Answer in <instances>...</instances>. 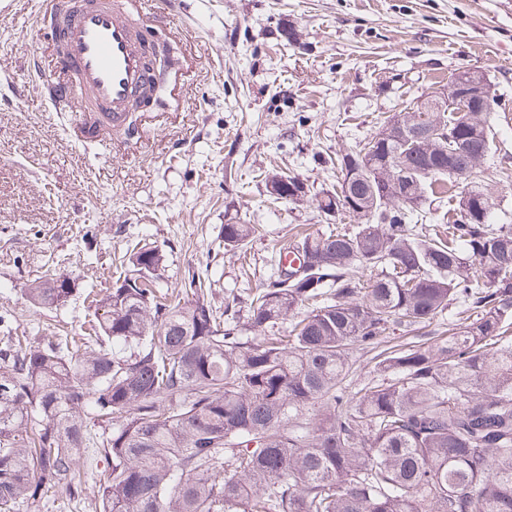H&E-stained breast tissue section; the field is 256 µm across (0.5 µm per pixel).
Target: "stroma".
Returning a JSON list of instances; mask_svg holds the SVG:
<instances>
[{"label": "stroma", "instance_id": "stroma-1", "mask_svg": "<svg viewBox=\"0 0 512 512\" xmlns=\"http://www.w3.org/2000/svg\"><path fill=\"white\" fill-rule=\"evenodd\" d=\"M35 3L0 0V337L80 331L87 294L111 287L139 242L164 255L161 288L205 264L212 305L247 301L296 231L327 226L312 203L269 204L267 172L335 185L338 156L468 67L501 99L481 185L493 222L512 225V0H162L155 39L177 84L94 143L83 113L41 104L54 49ZM230 219L262 232L222 248ZM49 273L76 291L39 312L22 290ZM78 465L89 495L57 493L40 512H99L108 462L85 448Z\"/></svg>", "mask_w": 512, "mask_h": 512}]
</instances>
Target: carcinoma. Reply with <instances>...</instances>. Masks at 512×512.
Wrapping results in <instances>:
<instances>
[{"instance_id": "1", "label": "carcinoma", "mask_w": 512, "mask_h": 512, "mask_svg": "<svg viewBox=\"0 0 512 512\" xmlns=\"http://www.w3.org/2000/svg\"><path fill=\"white\" fill-rule=\"evenodd\" d=\"M487 108L466 124L447 107H404L336 159L332 189L312 194L295 175L269 174L272 201L311 199L326 218L360 224L288 246L298 264H278L244 322L237 297L222 311L205 298L206 269L170 300L163 255L145 244L92 298L83 334L65 345L7 337L0 512L37 509L59 488L81 496L76 457L105 422L99 512H512V226L491 222L476 186L499 98ZM407 111L439 128L446 151L379 138ZM398 161L402 199L391 185ZM466 168L469 183L458 177ZM438 194L466 210L444 237L417 227ZM257 234L231 222L222 241L243 247ZM65 281L34 280L23 294L58 308L73 296ZM458 301L472 313L447 327L442 314ZM415 326L432 341L378 353L374 377L348 391L353 350ZM114 343L130 354L115 356Z\"/></svg>"}]
</instances>
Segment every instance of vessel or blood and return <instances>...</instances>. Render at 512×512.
Returning a JSON list of instances; mask_svg holds the SVG:
<instances>
[{
	"instance_id": "b4317fda",
	"label": "vessel or blood",
	"mask_w": 512,
	"mask_h": 512,
	"mask_svg": "<svg viewBox=\"0 0 512 512\" xmlns=\"http://www.w3.org/2000/svg\"><path fill=\"white\" fill-rule=\"evenodd\" d=\"M147 0H75L68 9L47 4L38 14L59 49L66 78L48 81L42 100L49 111L69 105L95 107L101 125L120 128L139 92L153 80L146 68L149 46L137 17Z\"/></svg>"
}]
</instances>
